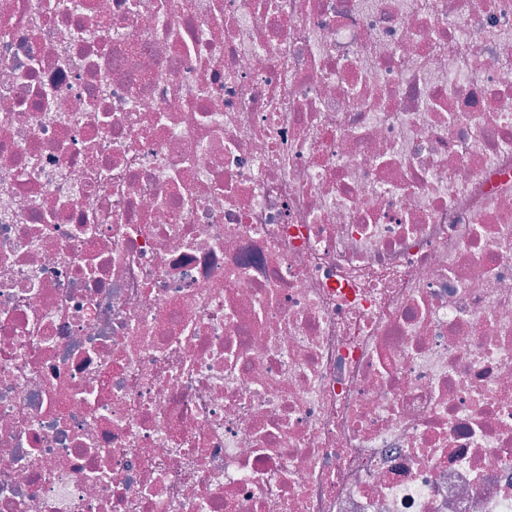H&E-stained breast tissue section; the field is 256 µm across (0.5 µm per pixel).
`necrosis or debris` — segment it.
<instances>
[{
    "mask_svg": "<svg viewBox=\"0 0 512 512\" xmlns=\"http://www.w3.org/2000/svg\"><path fill=\"white\" fill-rule=\"evenodd\" d=\"M0 512H512V0H0Z\"/></svg>",
    "mask_w": 512,
    "mask_h": 512,
    "instance_id": "necrosis-or-debris-1",
    "label": "necrosis or debris"
}]
</instances>
